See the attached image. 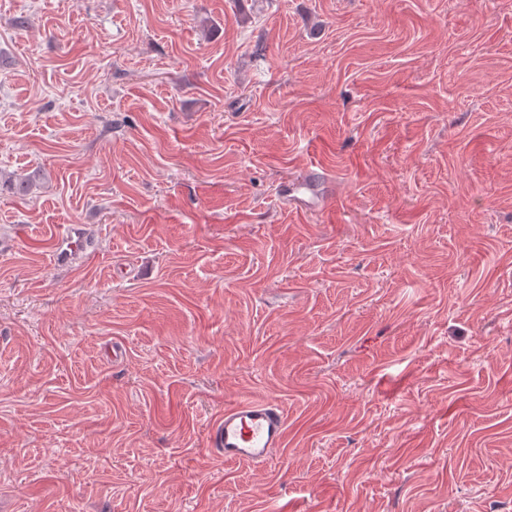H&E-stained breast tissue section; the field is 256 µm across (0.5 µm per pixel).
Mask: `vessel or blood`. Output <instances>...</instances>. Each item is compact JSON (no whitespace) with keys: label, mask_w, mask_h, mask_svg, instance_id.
I'll return each mask as SVG.
<instances>
[{"label":"vessel or blood","mask_w":512,"mask_h":512,"mask_svg":"<svg viewBox=\"0 0 512 512\" xmlns=\"http://www.w3.org/2000/svg\"><path fill=\"white\" fill-rule=\"evenodd\" d=\"M286 437L287 422L277 401L245 399L225 408L211 429L210 446L225 462L260 466L284 447Z\"/></svg>","instance_id":"b4317fda"}]
</instances>
